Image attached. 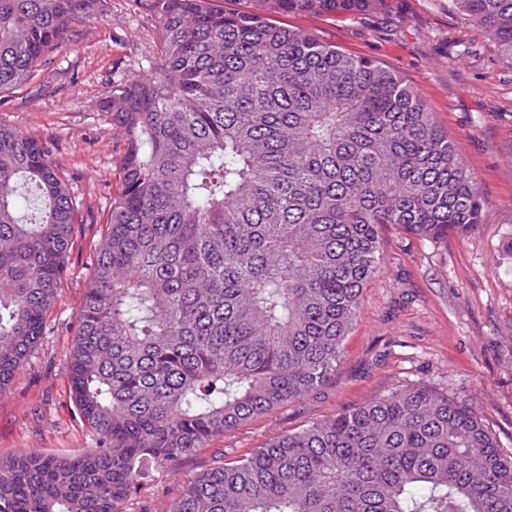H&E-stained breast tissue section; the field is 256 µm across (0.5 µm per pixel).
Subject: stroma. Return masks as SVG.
Wrapping results in <instances>:
<instances>
[{"mask_svg": "<svg viewBox=\"0 0 512 512\" xmlns=\"http://www.w3.org/2000/svg\"><path fill=\"white\" fill-rule=\"evenodd\" d=\"M287 23L377 61L424 96L478 181L483 220L466 235L437 239L381 226L380 269L362 290L361 314L330 378L153 473L124 512H163L215 461L413 383L467 401L501 448H512V65L450 0H384L362 15H291ZM157 28L152 0H107L104 15L83 23L35 81L0 94V124L47 143L83 215L41 342L0 391V457L29 449L69 455L98 444L73 402L66 363L118 190L120 133L101 102L114 81L155 60Z\"/></svg>", "mask_w": 512, "mask_h": 512, "instance_id": "35a3bbf8", "label": "stroma"}]
</instances>
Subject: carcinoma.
<instances>
[{"instance_id": "carcinoma-1", "label": "carcinoma", "mask_w": 512, "mask_h": 512, "mask_svg": "<svg viewBox=\"0 0 512 512\" xmlns=\"http://www.w3.org/2000/svg\"><path fill=\"white\" fill-rule=\"evenodd\" d=\"M384 0H154L158 60L112 83L122 136L67 368L99 445L0 458V512H123L146 471L318 389L376 275L378 228L465 235L477 181L394 71L280 15ZM512 65V0H451ZM106 0H0V92ZM79 207L48 146L0 125V388L43 336ZM167 512H512V453L426 384L271 438Z\"/></svg>"}]
</instances>
